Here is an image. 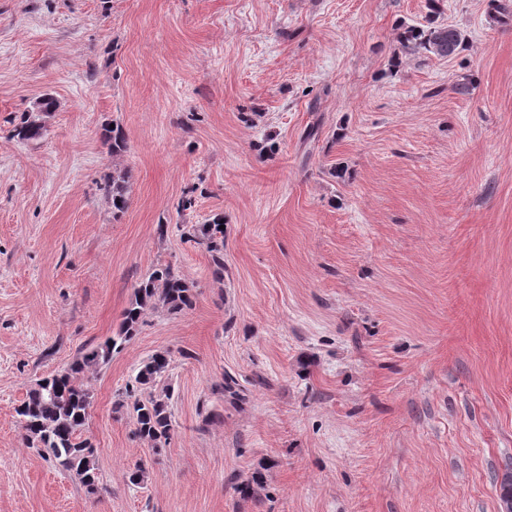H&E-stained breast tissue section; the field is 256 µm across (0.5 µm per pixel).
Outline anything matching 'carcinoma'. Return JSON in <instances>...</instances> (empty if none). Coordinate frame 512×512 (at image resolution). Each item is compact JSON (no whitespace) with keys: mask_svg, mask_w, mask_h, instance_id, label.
Masks as SVG:
<instances>
[{"mask_svg":"<svg viewBox=\"0 0 512 512\" xmlns=\"http://www.w3.org/2000/svg\"><path fill=\"white\" fill-rule=\"evenodd\" d=\"M399 41L414 53L448 58L461 48L463 36L458 28L430 19L425 24L403 27ZM55 109V99L50 95L42 96L36 111L20 116L13 136L27 142L40 140L45 132L40 115ZM127 189V173L119 172L112 177L113 210L121 212L126 208ZM191 237L205 246L214 266L224 268V230L220 229V223L195 227ZM191 306V286L184 279L169 266L153 269L136 288L134 301L123 314L118 335L105 339L70 368L37 381L28 390L17 409L27 443L47 449L61 470L74 475L88 492H95L99 480L97 450L82 437L93 401L79 374L86 367L109 361L112 352L135 335L145 311L163 308L171 314H179ZM169 365L168 353L152 355L139 368L125 396L117 400V406L129 409L136 435L151 441L157 452L168 444L172 420L167 402L149 392V388L165 376Z\"/></svg>","mask_w":512,"mask_h":512,"instance_id":"1","label":"carcinoma"}]
</instances>
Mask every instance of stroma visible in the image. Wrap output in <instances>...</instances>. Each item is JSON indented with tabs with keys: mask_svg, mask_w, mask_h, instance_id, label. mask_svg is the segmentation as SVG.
<instances>
[{
	"mask_svg": "<svg viewBox=\"0 0 512 512\" xmlns=\"http://www.w3.org/2000/svg\"><path fill=\"white\" fill-rule=\"evenodd\" d=\"M432 17L457 54L401 46ZM159 266L194 304L84 372L90 493L16 408ZM158 352L157 453L115 403ZM509 465L512 0H0V512H498ZM56 101L50 95L42 96L37 105L36 112L23 113L19 122L14 126L13 137H17L21 141H38L45 132V126L41 121L40 114L54 112L56 109ZM221 225L224 224L215 221L213 224H202L193 228V234H190L199 241L198 244L205 245L213 265L218 269H224V229H219Z\"/></svg>",
	"mask_w": 512,
	"mask_h": 512,
	"instance_id": "35a3bbf8",
	"label": "stroma"
}]
</instances>
